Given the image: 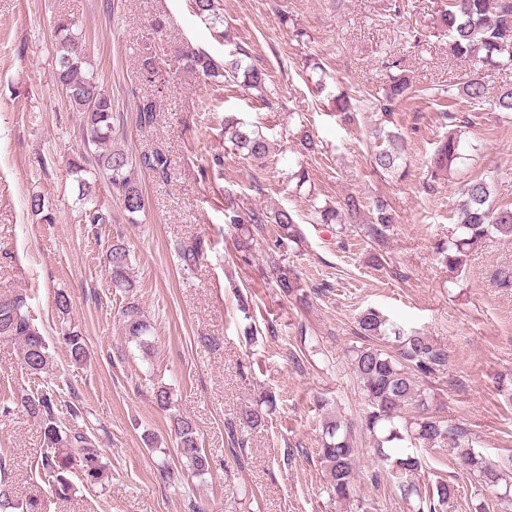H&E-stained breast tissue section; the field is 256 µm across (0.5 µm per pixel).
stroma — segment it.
<instances>
[{"label":"stroma","instance_id":"1","mask_svg":"<svg viewBox=\"0 0 512 512\" xmlns=\"http://www.w3.org/2000/svg\"><path fill=\"white\" fill-rule=\"evenodd\" d=\"M446 0H221L224 26L200 16L192 0H0V287L23 290L36 325L52 354V387L60 403L84 408V425L110 461L112 477L92 485L75 470L68 501L48 498L47 481L35 468L44 448L36 421L21 409L0 415V448L10 449L16 490L40 498L44 512H355L332 505L319 463L318 398L333 401L349 422L360 419L362 400L346 352L356 344L355 320L365 308L419 329L448 350V371L433 382L439 416L473 429L476 449L490 462L512 454V402L497 390L512 371V287L496 282L512 266V242L487 240L461 275L449 273L434 245L456 227L454 209L463 186L493 173L491 197L512 203V112L471 111L462 106V159L447 173L432 175L428 159L449 130L431 90H455L467 70L437 28ZM166 15L162 37L150 21ZM70 16L82 30L99 82L123 115L118 147L137 154L158 148L171 159L162 183L142 176L146 209L128 223L104 182L93 184V201L112 215L108 224L83 223V204L68 161L82 146L79 112L69 107L55 78L50 24ZM183 41L222 58L242 44L249 63L269 75L276 108L224 82H205L182 69L171 52ZM152 47L162 67L161 107L154 127L134 120L133 89L138 57ZM406 73L417 96L400 107L404 137L398 173L376 171L370 155L380 113L369 103L388 75ZM325 93H318L317 80ZM356 98L355 122L331 115L330 93ZM257 126L269 139L263 163L245 158L225 141L218 123L207 121L203 101ZM307 128L321 143L318 154H301L296 133ZM223 166H212L214 156ZM305 170L297 184L292 174ZM233 187L245 205L288 209L297 216L302 240L277 246L272 232L259 236L250 261L237 258L224 222V189ZM355 194L364 202L386 201L398 222L380 252L355 228L318 224L314 207L338 205ZM39 197L55 216L43 223L31 208ZM202 238L205 259L181 271L176 242ZM124 239L132 258L135 288H113L103 254ZM301 277L309 304L282 297L263 278L267 258ZM69 297L67 313L55 308L56 293ZM247 299L258 328L254 340L240 331L238 299ZM139 305L152 327L153 346L143 351L119 321L128 302ZM71 324L86 340L88 358L73 363L58 335ZM313 341L302 368L287 351L299 329ZM215 337L204 346L200 337ZM164 384L170 411L153 400ZM42 383L26 374L14 344L0 342V390L35 392ZM266 391L278 405L268 422L251 432L248 458L235 464L224 424ZM191 417L212 460L210 473L182 469L171 436L170 414ZM153 434L148 448L144 434ZM357 496L377 512H407L387 479L372 483L378 467L369 439L356 432ZM427 479L457 484L452 512H470L473 488L455 450L426 449ZM169 465L178 480L162 481Z\"/></svg>","mask_w":512,"mask_h":512}]
</instances>
